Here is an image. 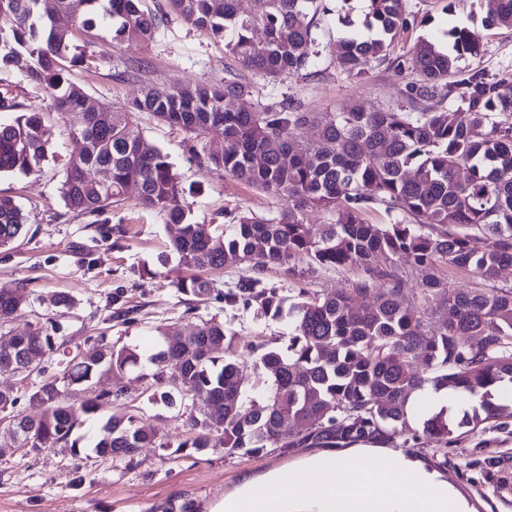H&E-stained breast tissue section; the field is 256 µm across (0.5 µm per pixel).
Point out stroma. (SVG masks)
<instances>
[{
    "mask_svg": "<svg viewBox=\"0 0 512 512\" xmlns=\"http://www.w3.org/2000/svg\"><path fill=\"white\" fill-rule=\"evenodd\" d=\"M325 5L327 11L316 31L321 43L361 30L367 0H325ZM407 10L420 24L400 35L397 53L408 52L420 38L447 41L449 29L464 25L479 39L481 55L461 58L462 72H512V30L486 26V0H407ZM96 49L104 63L89 70L75 68L69 78L88 97L114 108L140 96L146 86L215 81L234 65L223 45L176 17L149 45L115 46L100 41ZM28 64L24 56L11 68L0 69V93L46 112L49 149L33 172L0 176V196L12 197L26 217L22 235L0 247V287L17 285L27 295L26 305L0 324V332L13 335L44 327L55 336L56 348L44 358L40 372L8 377L18 396L16 412L38 417L42 407L33 400V392L44 382L61 378L77 350L101 340L118 348L143 350L150 348L152 337L186 336L210 318L237 334L245 381L261 387L249 348L261 343L280 345L284 323L257 317L251 309L225 305L224 290L243 274L236 266L212 274L210 297L178 292L175 283L185 271L170 249L176 228L163 214L131 201L99 216L66 206L60 187L67 163L80 145L45 89L26 80ZM409 80L408 72L375 64L361 77L352 78L325 58L314 76L257 77L253 84L266 101L289 99L308 112H340L354 103L368 110L404 103ZM138 124L146 146L167 153L185 186L191 187L185 204L194 221L221 226L250 211L271 217L280 210L279 198L217 173L195 157L194 147L208 151L223 147L222 132H209L193 143L183 131L149 113L140 114ZM356 275L353 268L323 269L299 283L286 280L276 267L263 273L268 283L280 286L288 296L297 295L303 287L333 294L349 288ZM61 295L68 297V305H57ZM150 370L145 362L140 371L105 378V387H123L125 395L118 403L103 401L84 425L80 459L57 449L34 452L0 446V512H181L185 504L190 512H212L246 481L288 472L314 456L311 448L228 457L220 449L198 452L186 447V440L193 436L188 411L181 403L168 405L155 399V387L146 377ZM123 406L156 431L153 444L139 449L130 466L93 450L101 422ZM404 452L448 482L471 512H512V495L498 488L500 475L512 471V420L461 436L444 455L431 443L409 444Z\"/></svg>",
    "mask_w": 512,
    "mask_h": 512,
    "instance_id": "stroma-1",
    "label": "stroma"
}]
</instances>
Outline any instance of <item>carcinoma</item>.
<instances>
[{
  "label": "carcinoma",
  "instance_id": "carcinoma-1",
  "mask_svg": "<svg viewBox=\"0 0 512 512\" xmlns=\"http://www.w3.org/2000/svg\"><path fill=\"white\" fill-rule=\"evenodd\" d=\"M366 33L340 41L332 61L349 77L375 62L407 69L410 107L367 111L354 104L343 112H306L287 101L255 98L247 79L231 73L211 83L170 89L150 86L130 104L111 110L99 125L75 117L86 98L69 69L90 65L72 53L69 31L41 9V0H0V68L27 54L26 78L46 89L70 130L86 147L69 159L61 185L70 209L91 215L133 200L178 226L170 247L191 270L238 265L246 272L224 291V305L254 309L260 318L287 322L284 347L260 346L256 369L264 388L247 387L236 354L237 336L210 318L186 337L164 336L148 361L162 387L168 371L180 380L179 396L190 401L192 441L183 448H224V454L255 456L269 448H341L357 442L424 439L443 451L455 434L474 433L501 418L512 419V286L453 287L442 272L463 271L491 281L512 266V73L461 74L457 60L477 58L480 43L464 27L448 32L450 47L427 40L407 55L393 46L411 23L406 0H367ZM488 25L512 30V0H489ZM58 10L114 45L148 44L175 15L224 44L226 54L265 79L308 76L322 50L315 37L322 0H257L253 13L237 0H57ZM263 30L258 38L255 31ZM450 105H444L445 101ZM22 110L15 122L0 123V174L29 172L48 151L45 115L0 95V111ZM149 112L197 141L220 129L224 150L207 153L212 170L257 191L283 199L273 217L244 213L218 233L195 222L185 208L186 189L168 155L142 149L136 117ZM318 128L307 143L298 131ZM106 169L102 182L91 172ZM310 209L331 214L317 230L306 224ZM380 211L385 224L364 215ZM25 217L10 197L0 196V246L23 232ZM417 276V305L406 303L400 262ZM277 266L288 280L320 269L354 268L351 287L333 295L300 289L301 301L287 304L284 289L261 272ZM178 290L198 298L211 294V281L191 275ZM27 302L22 288H0V322ZM442 314L440 326H427ZM54 337L36 328L0 342V376L10 357L41 361L54 350ZM128 347L98 343L79 351L62 382H46L32 394L44 406L38 418L14 416L9 428L30 441L29 449L59 448L81 453L76 419L65 403L68 392H91L104 375L140 365ZM474 400L467 410L450 406L409 426L412 391L425 385ZM121 387L81 401L83 416L100 401H118ZM153 428L119 411L100 427L94 451L131 464L152 442Z\"/></svg>",
  "mask_w": 512,
  "mask_h": 512
}]
</instances>
